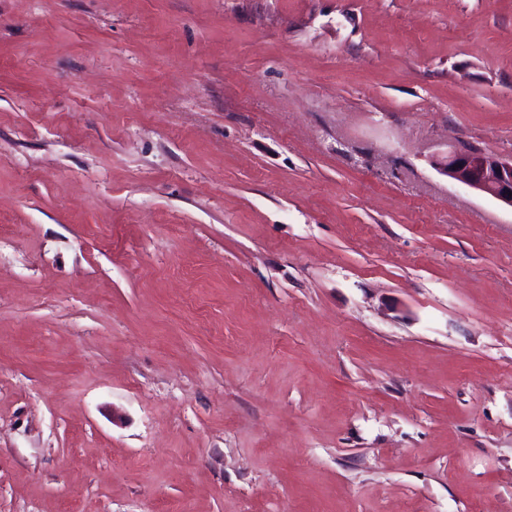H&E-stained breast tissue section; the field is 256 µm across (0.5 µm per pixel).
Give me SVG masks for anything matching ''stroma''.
Instances as JSON below:
<instances>
[{
  "label": "stroma",
  "mask_w": 512,
  "mask_h": 512,
  "mask_svg": "<svg viewBox=\"0 0 512 512\" xmlns=\"http://www.w3.org/2000/svg\"><path fill=\"white\" fill-rule=\"evenodd\" d=\"M512 0H0V512H512ZM431 165L458 184L512 208V157L503 159L470 148H452L433 156Z\"/></svg>",
  "instance_id": "obj_1"
}]
</instances>
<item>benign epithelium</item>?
<instances>
[{
  "instance_id": "benign-epithelium-1",
  "label": "benign epithelium",
  "mask_w": 512,
  "mask_h": 512,
  "mask_svg": "<svg viewBox=\"0 0 512 512\" xmlns=\"http://www.w3.org/2000/svg\"><path fill=\"white\" fill-rule=\"evenodd\" d=\"M431 165L458 184L512 207V158L470 148H452Z\"/></svg>"
}]
</instances>
